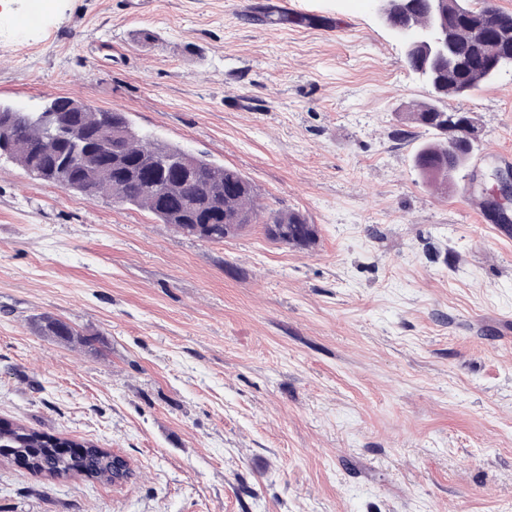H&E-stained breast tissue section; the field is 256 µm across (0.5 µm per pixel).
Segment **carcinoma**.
Instances as JSON below:
<instances>
[{"mask_svg":"<svg viewBox=\"0 0 512 512\" xmlns=\"http://www.w3.org/2000/svg\"><path fill=\"white\" fill-rule=\"evenodd\" d=\"M414 2L416 7L411 10L401 8L399 22L411 17L421 24L428 21L423 0ZM463 5V12H444L440 16L456 41L458 63L450 65L443 59L433 62L429 84L436 102L405 115L407 122L434 134V139L417 151L415 166L442 191L448 189L454 174L469 162L479 128L472 113L443 107L438 102L469 96L496 74L491 61L506 58L512 51L511 13L486 5L474 9L469 0H463ZM475 29L486 35V42L472 39ZM51 105L62 126L85 131L84 142L89 145L109 130L111 119L125 125L128 133L127 141L120 143L116 160L94 161L91 173L74 171L66 189L89 199L107 196L115 202L146 209L162 223L209 242L233 237L255 219L254 188L237 170L149 139L137 132L122 112H84L80 102L64 97L51 100ZM2 133L12 139L11 159L35 180H47L56 158L71 149L69 142L60 141L53 154L33 150V146L50 138V130L36 122L32 113L0 104ZM265 230L270 239L300 249L313 246L317 239L316 225L296 211L270 212ZM40 328L46 335H75L69 325L49 315L41 317ZM72 445L74 441L70 439L15 423L9 430L0 431V456H25L29 470L35 474L112 482V454L108 450L83 442L81 446L87 449L83 456L61 452Z\"/></svg>","mask_w":512,"mask_h":512,"instance_id":"carcinoma-1","label":"carcinoma"}]
</instances>
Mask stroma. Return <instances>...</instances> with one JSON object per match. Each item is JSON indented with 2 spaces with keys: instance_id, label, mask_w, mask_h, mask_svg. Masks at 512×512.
I'll use <instances>...</instances> for the list:
<instances>
[{
  "instance_id": "35a3bbf8",
  "label": "stroma",
  "mask_w": 512,
  "mask_h": 512,
  "mask_svg": "<svg viewBox=\"0 0 512 512\" xmlns=\"http://www.w3.org/2000/svg\"><path fill=\"white\" fill-rule=\"evenodd\" d=\"M33 1L0 7V102L126 113L318 237L203 241L0 160V418L132 469L0 456V512H512V237L478 221L512 211V65L458 101L482 136L444 192L370 0Z\"/></svg>"
}]
</instances>
